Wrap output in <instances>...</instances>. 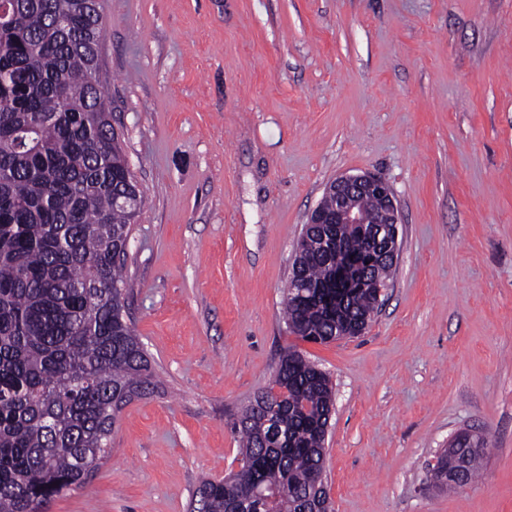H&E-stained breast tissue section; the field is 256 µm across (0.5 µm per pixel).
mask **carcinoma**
Masks as SVG:
<instances>
[{
    "instance_id": "1",
    "label": "carcinoma",
    "mask_w": 512,
    "mask_h": 512,
    "mask_svg": "<svg viewBox=\"0 0 512 512\" xmlns=\"http://www.w3.org/2000/svg\"><path fill=\"white\" fill-rule=\"evenodd\" d=\"M99 0H0V512H45L85 483L111 451L125 405L152 394L157 373L123 317L124 258L140 191L97 79ZM328 249L292 271L325 295L336 244L362 259L366 239L319 224ZM381 303L368 288L297 303L284 290L292 334L326 344ZM329 377L288 348L268 386L234 423L235 483L199 489V512H312L307 490L324 470ZM278 406L279 436L261 433ZM473 481L483 453L449 449Z\"/></svg>"
}]
</instances>
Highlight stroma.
Instances as JSON below:
<instances>
[{"label":"stroma","mask_w":512,"mask_h":512,"mask_svg":"<svg viewBox=\"0 0 512 512\" xmlns=\"http://www.w3.org/2000/svg\"><path fill=\"white\" fill-rule=\"evenodd\" d=\"M98 77L145 200L126 319L159 387L47 512H198L231 425L296 347L330 377L334 512H512V0H104ZM393 188L402 248L365 333L291 334L282 290L326 184ZM479 476L432 487L459 430Z\"/></svg>","instance_id":"obj_1"}]
</instances>
